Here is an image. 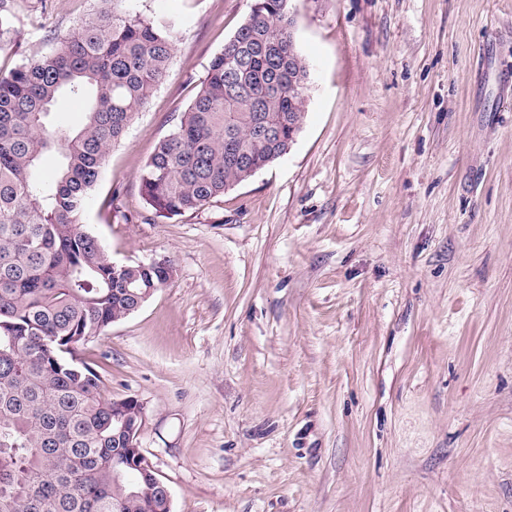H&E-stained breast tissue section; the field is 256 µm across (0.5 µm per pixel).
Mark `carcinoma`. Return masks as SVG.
<instances>
[{
	"label": "carcinoma",
	"instance_id": "cac0c4a2",
	"mask_svg": "<svg viewBox=\"0 0 512 512\" xmlns=\"http://www.w3.org/2000/svg\"><path fill=\"white\" fill-rule=\"evenodd\" d=\"M127 2L96 0L78 30L56 37V48L0 74V512L169 510L121 431L139 423V406L105 398L99 373L68 358L173 275L140 264L113 274L83 224L107 156L164 80L179 34L175 18ZM14 18L15 0H0V47ZM299 58L288 0H252L142 170L141 191L157 215L195 212L251 177L227 162V113L254 166L267 152L249 133L259 115L285 127L304 122L305 89L288 88V66ZM64 95L86 104L76 128L49 124ZM49 152L59 164L47 179L40 163Z\"/></svg>",
	"mask_w": 512,
	"mask_h": 512
}]
</instances>
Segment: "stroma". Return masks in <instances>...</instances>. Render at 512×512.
I'll return each mask as SVG.
<instances>
[{"mask_svg": "<svg viewBox=\"0 0 512 512\" xmlns=\"http://www.w3.org/2000/svg\"><path fill=\"white\" fill-rule=\"evenodd\" d=\"M182 22L84 228L169 283L75 350L144 406L172 512H512V0H293L289 153L193 214L140 175L251 0ZM93 0H17L0 74Z\"/></svg>", "mask_w": 512, "mask_h": 512, "instance_id": "35a3bbf8", "label": "stroma"}]
</instances>
